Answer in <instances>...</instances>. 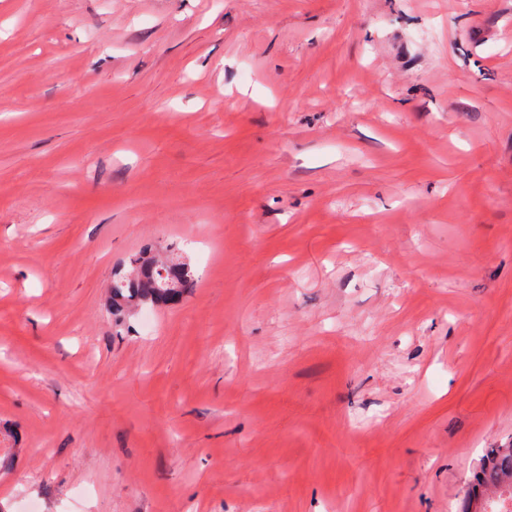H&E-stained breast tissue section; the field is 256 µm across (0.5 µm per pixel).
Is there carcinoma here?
Returning <instances> with one entry per match:
<instances>
[{"mask_svg": "<svg viewBox=\"0 0 512 512\" xmlns=\"http://www.w3.org/2000/svg\"><path fill=\"white\" fill-rule=\"evenodd\" d=\"M134 271L118 272L112 279V306L127 308L159 305L187 286L189 271L179 258L134 260ZM512 499V447L489 448L474 471L473 482L461 502V512H493L491 503Z\"/></svg>", "mask_w": 512, "mask_h": 512, "instance_id": "carcinoma-1", "label": "carcinoma"}]
</instances>
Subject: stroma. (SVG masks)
Listing matches in <instances>:
<instances>
[{
  "label": "stroma",
  "mask_w": 512,
  "mask_h": 512,
  "mask_svg": "<svg viewBox=\"0 0 512 512\" xmlns=\"http://www.w3.org/2000/svg\"><path fill=\"white\" fill-rule=\"evenodd\" d=\"M1 91L0 512H458L512 446V0H0ZM134 263L138 266L132 268L133 273L118 272L112 279V306L118 314L125 308L167 303L173 293L180 294L187 286L188 266L178 256L158 262L138 258Z\"/></svg>",
  "instance_id": "stroma-1"
}]
</instances>
